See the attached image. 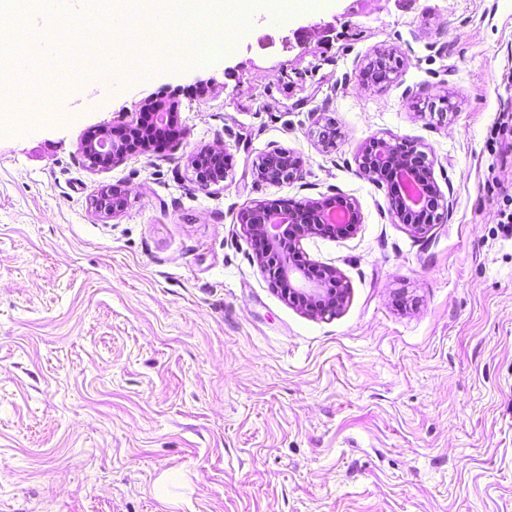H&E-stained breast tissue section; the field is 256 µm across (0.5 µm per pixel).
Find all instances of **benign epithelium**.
Wrapping results in <instances>:
<instances>
[{"label": "benign epithelium", "instance_id": "obj_1", "mask_svg": "<svg viewBox=\"0 0 512 512\" xmlns=\"http://www.w3.org/2000/svg\"><path fill=\"white\" fill-rule=\"evenodd\" d=\"M126 129L127 126L120 125L99 130L98 136L80 143V155L93 168L120 162L126 154ZM204 155L211 158V164L200 163L198 157L191 161L194 182L202 190L224 181L227 174L223 152L210 148ZM355 163L359 173L376 185L382 184L391 172L403 173L423 187V195L415 206L406 204L400 189L391 193L392 221L406 225L419 237L426 236L434 225L441 223L449 203L441 194L425 152L395 140L379 139L364 147ZM254 174L259 181L270 185L293 183L302 178V161L286 152H270L255 163ZM336 203L348 213L344 224L324 222L329 200L310 199L286 207L271 201L246 209L238 216V223L254 243L257 264L269 270L276 282L288 285L285 297L315 318L336 314L348 299L349 286L336 267L301 264L295 255L303 240L344 237L359 223V211L353 202L338 198ZM125 206L126 196L113 189L103 191L94 200L96 211L104 214L119 213ZM275 215L285 216V221L276 228L271 224Z\"/></svg>", "mask_w": 512, "mask_h": 512}]
</instances>
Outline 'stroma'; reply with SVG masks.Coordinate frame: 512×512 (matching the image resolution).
Here are the masks:
<instances>
[{
  "label": "stroma",
  "instance_id": "35a3bbf8",
  "mask_svg": "<svg viewBox=\"0 0 512 512\" xmlns=\"http://www.w3.org/2000/svg\"><path fill=\"white\" fill-rule=\"evenodd\" d=\"M278 10L264 0L211 68L129 14L115 39L145 81L108 43L55 56L61 22L7 25L0 76L26 61L43 108L0 122V512H512V142L487 144L512 113V0ZM382 52L392 79L366 81ZM156 102L176 140L88 166V134ZM374 138L431 160L451 206L427 236L359 174ZM218 146L227 178L199 189L189 162ZM272 151L302 180L257 183ZM108 188L127 195L114 216L93 207ZM336 195L360 224L302 250L349 297L313 318L237 217Z\"/></svg>",
  "mask_w": 512,
  "mask_h": 512
}]
</instances>
